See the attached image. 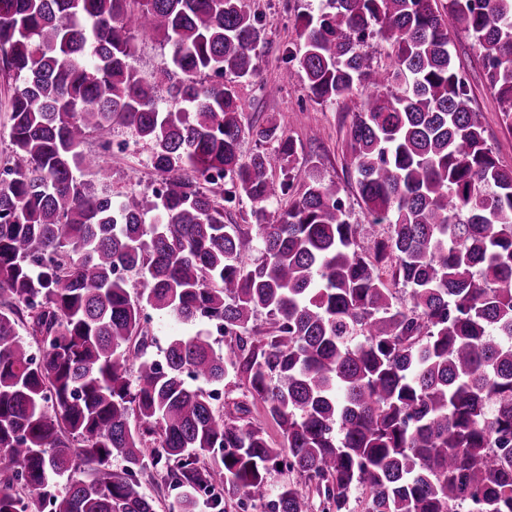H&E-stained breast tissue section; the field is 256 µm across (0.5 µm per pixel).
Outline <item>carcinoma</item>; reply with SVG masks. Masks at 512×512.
<instances>
[{"instance_id": "1", "label": "carcinoma", "mask_w": 512, "mask_h": 512, "mask_svg": "<svg viewBox=\"0 0 512 512\" xmlns=\"http://www.w3.org/2000/svg\"><path fill=\"white\" fill-rule=\"evenodd\" d=\"M453 27L512 120V0H321L300 16L288 61L308 93L363 97L350 159L377 236L319 179L271 208L298 151L277 122L250 127L261 149L241 160L245 103L218 78L256 76L264 29L245 0H0V77L17 81L0 179V512H155L149 466L191 493L183 512L240 495L261 512H311L315 497L321 512H512V167L488 147ZM374 35L391 47L381 67L359 50ZM139 37L171 46L151 79L129 65ZM162 87L185 111L160 106ZM116 125L162 176L150 224L144 200L103 191ZM244 199L255 223H225ZM148 308L221 325L224 347L198 331L154 358ZM231 376L266 404L279 446L247 402L215 406ZM81 464L89 476L71 478ZM278 467L297 479L273 491Z\"/></svg>"}]
</instances>
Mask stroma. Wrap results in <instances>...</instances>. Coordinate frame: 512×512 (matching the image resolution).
Wrapping results in <instances>:
<instances>
[{
	"label": "stroma",
	"instance_id": "obj_1",
	"mask_svg": "<svg viewBox=\"0 0 512 512\" xmlns=\"http://www.w3.org/2000/svg\"><path fill=\"white\" fill-rule=\"evenodd\" d=\"M246 4L265 29L256 60L257 75L239 83L233 76L224 78L225 83L234 84L246 103L243 125L248 127L266 119L278 122L299 147L293 163L295 187H302L309 177H317L335 188L350 223L366 224L367 213L356 189L348 146L356 103L314 100L308 95L302 76L286 60L289 51L297 47L298 15L317 10L319 0H246ZM449 38L456 62L466 73L473 105L481 113L487 143L500 164L512 166V129L505 125L496 96L485 82L479 51L463 30L451 31ZM263 83L277 86V93L260 91ZM113 138L133 143L134 149L113 153L108 193L116 200L131 195L146 197L160 180L149 162L150 145L137 140L124 127L116 128Z\"/></svg>",
	"mask_w": 512,
	"mask_h": 512
}]
</instances>
